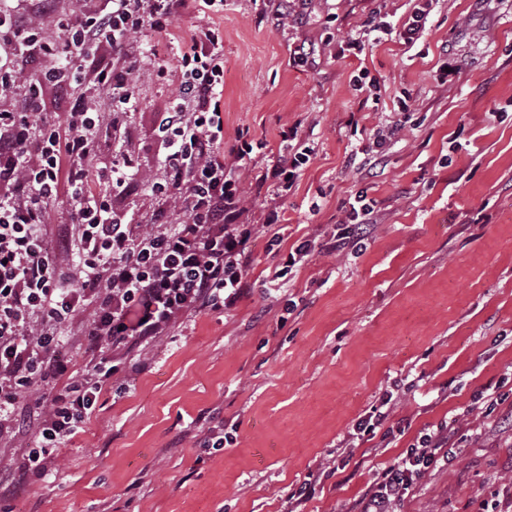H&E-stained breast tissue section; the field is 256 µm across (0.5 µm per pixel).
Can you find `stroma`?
Listing matches in <instances>:
<instances>
[{
	"mask_svg": "<svg viewBox=\"0 0 512 512\" xmlns=\"http://www.w3.org/2000/svg\"><path fill=\"white\" fill-rule=\"evenodd\" d=\"M419 9L425 28L403 44ZM202 19L224 37V143L243 131L254 146L233 170L245 222L263 227L251 290L157 340L45 475L21 484L43 408L19 399L27 424L0 439V512H288L312 474L303 512H354L390 461L451 418L456 459L402 512H480L512 496V425L497 421L512 410V0H224ZM202 19L173 31L188 38ZM164 44L151 31L137 39L136 110L89 92L107 117L98 161L123 152L155 174L156 119L176 89L177 50L164 72L151 53ZM401 118L365 170L374 133ZM296 121L313 155L288 195L256 192ZM361 195L376 221L364 245L275 278L281 257L310 236L328 242ZM381 405L393 435L357 446L356 423ZM215 427L223 447H203Z\"/></svg>",
	"mask_w": 512,
	"mask_h": 512,
	"instance_id": "1",
	"label": "stroma"
}]
</instances>
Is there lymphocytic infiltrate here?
Returning a JSON list of instances; mask_svg holds the SVG:
<instances>
[{
    "mask_svg": "<svg viewBox=\"0 0 512 512\" xmlns=\"http://www.w3.org/2000/svg\"><path fill=\"white\" fill-rule=\"evenodd\" d=\"M214 2L106 0L98 12L63 8L55 16L56 37L46 33L39 16L0 8V43L39 66L22 110L0 108V425L22 395L38 393L68 372L70 363L58 351L60 327L76 308L94 307L84 332L86 368L41 413L37 433L44 444L29 451L24 472L45 471L52 448L75 434L131 352L144 351L189 314L232 308L248 290L245 274L258 229L242 221L243 191L224 158L250 160L253 145L243 136L224 145L218 28L197 26L185 45V78L157 120V174L151 181L132 172L130 159L96 162L101 117L86 95L70 96L58 129L34 119L45 86L66 90L89 82L113 100L135 105L137 35L167 31L174 17ZM309 153L305 147L277 156L258 184L290 191ZM93 177L121 194L148 187L185 220L169 223L160 211L153 223H126L110 194L89 190ZM63 190L71 200L70 221L53 232L48 214ZM455 432L441 425L421 436L385 466L358 512H398L414 483L452 461Z\"/></svg>",
    "mask_w": 512,
    "mask_h": 512,
    "instance_id": "lymphocytic-infiltrate-1",
    "label": "lymphocytic infiltrate"
}]
</instances>
